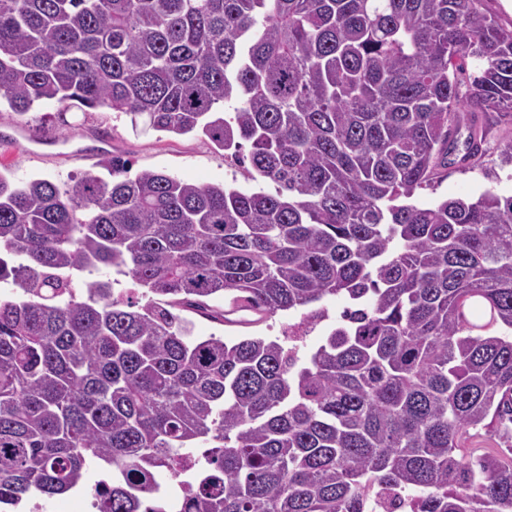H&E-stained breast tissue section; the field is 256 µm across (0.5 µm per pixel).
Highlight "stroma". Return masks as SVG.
<instances>
[{"mask_svg":"<svg viewBox=\"0 0 512 512\" xmlns=\"http://www.w3.org/2000/svg\"><path fill=\"white\" fill-rule=\"evenodd\" d=\"M486 130V152L475 167L452 168L437 178L433 187L422 190L417 201L430 205L448 197H476L491 189L512 194V168L502 165L501 149L512 140V122H482ZM26 130L28 138L15 142V127ZM118 156L129 163L130 174L154 170L197 183H232L243 191L253 182L241 178L224 160V152L201 134L174 135L133 127L128 115L107 109L89 114H62L60 105L33 107L20 116L9 108L0 109V171L11 180L44 178L57 183L90 172L107 177L103 159ZM296 314L277 313L251 325L223 324L193 315L195 335H217L225 340L244 336H280L283 325L296 321Z\"/></svg>","mask_w":512,"mask_h":512,"instance_id":"obj_1","label":"stroma"}]
</instances>
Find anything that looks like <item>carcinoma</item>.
Returning <instances> with one entry per match:
<instances>
[{
  "mask_svg": "<svg viewBox=\"0 0 512 512\" xmlns=\"http://www.w3.org/2000/svg\"><path fill=\"white\" fill-rule=\"evenodd\" d=\"M483 2L0 0V101L200 131L256 185L0 172V508L95 465L100 512H167L189 464L183 512H512V194L416 202L512 121ZM225 295L290 339L350 306L302 360L195 336Z\"/></svg>",
  "mask_w": 512,
  "mask_h": 512,
  "instance_id": "cac0c4a2",
  "label": "carcinoma"
}]
</instances>
